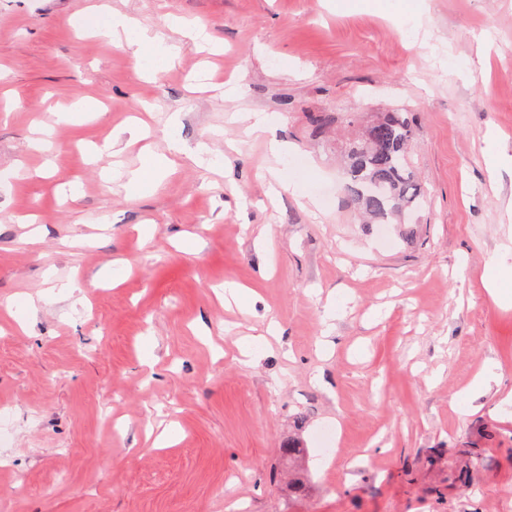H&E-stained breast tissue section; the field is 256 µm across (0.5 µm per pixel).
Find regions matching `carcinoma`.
<instances>
[{"instance_id":"obj_1","label":"carcinoma","mask_w":512,"mask_h":512,"mask_svg":"<svg viewBox=\"0 0 512 512\" xmlns=\"http://www.w3.org/2000/svg\"><path fill=\"white\" fill-rule=\"evenodd\" d=\"M412 125L400 112H382L342 149L349 202L366 224L402 223L426 197L415 178Z\"/></svg>"}]
</instances>
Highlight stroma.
Segmentation results:
<instances>
[{
    "label": "stroma",
    "instance_id": "1",
    "mask_svg": "<svg viewBox=\"0 0 512 512\" xmlns=\"http://www.w3.org/2000/svg\"><path fill=\"white\" fill-rule=\"evenodd\" d=\"M427 2L421 39L391 18L413 0H0V512H512V304L486 289L512 171L491 177L485 142L512 153V0ZM112 12L176 46L169 66L99 34ZM228 82L237 100L209 89ZM79 98L103 114L58 121ZM392 109L427 193L410 232L359 222L315 124ZM247 112L278 114L294 155L275 162ZM174 113L226 167L179 158L128 195L113 168L165 152ZM277 164L312 205L271 199Z\"/></svg>",
    "mask_w": 512,
    "mask_h": 512
}]
</instances>
